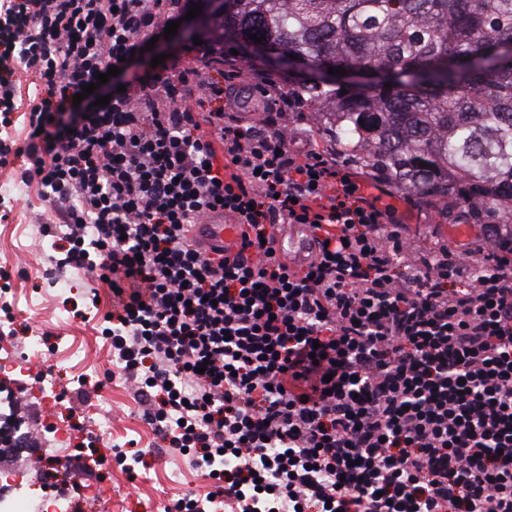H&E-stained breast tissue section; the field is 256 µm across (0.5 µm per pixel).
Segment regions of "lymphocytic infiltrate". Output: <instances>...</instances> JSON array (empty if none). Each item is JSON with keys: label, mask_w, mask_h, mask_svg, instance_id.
Wrapping results in <instances>:
<instances>
[{"label": "lymphocytic infiltrate", "mask_w": 512, "mask_h": 512, "mask_svg": "<svg viewBox=\"0 0 512 512\" xmlns=\"http://www.w3.org/2000/svg\"><path fill=\"white\" fill-rule=\"evenodd\" d=\"M184 7L0 0V107L15 64L40 88L0 165L23 159L54 212L56 269L112 289L113 364L211 481L165 512H512V238L413 248L385 181L310 149L273 76L205 44L64 113ZM218 209L236 252L195 244ZM285 224L308 232L305 265L278 250Z\"/></svg>", "instance_id": "lymphocytic-infiltrate-1"}]
</instances>
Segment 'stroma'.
I'll use <instances>...</instances> for the list:
<instances>
[{"instance_id": "35a3bbf8", "label": "stroma", "mask_w": 512, "mask_h": 512, "mask_svg": "<svg viewBox=\"0 0 512 512\" xmlns=\"http://www.w3.org/2000/svg\"><path fill=\"white\" fill-rule=\"evenodd\" d=\"M20 162L0 166V269L11 274L4 299L15 316V335L0 336V345L10 352H27L29 331L49 337L46 356L54 367L51 376L58 402L45 407L31 391L29 373H0V402L16 394V409L23 416V438L29 443L17 455L27 473L20 497L29 503L43 502L44 491L62 483L63 470L53 468L56 458L77 453L103 458L99 477L88 487L70 492L69 512H162L172 498L186 493L205 494L208 480L189 464L187 457L172 452L151 455L159 439L142 417V406L122 379L106 380L112 370V353L95 322L82 319L89 306V291L96 287L90 273L67 268L50 270L51 240L43 236V225L53 223L54 214L38 195L37 185L24 181ZM404 235L415 246L449 241L452 224L442 202L412 197L405 216ZM101 382L88 403H78L74 392L81 378ZM57 423L70 438L62 447L48 422ZM135 442L145 450V468L129 477L111 463L112 448Z\"/></svg>"}]
</instances>
